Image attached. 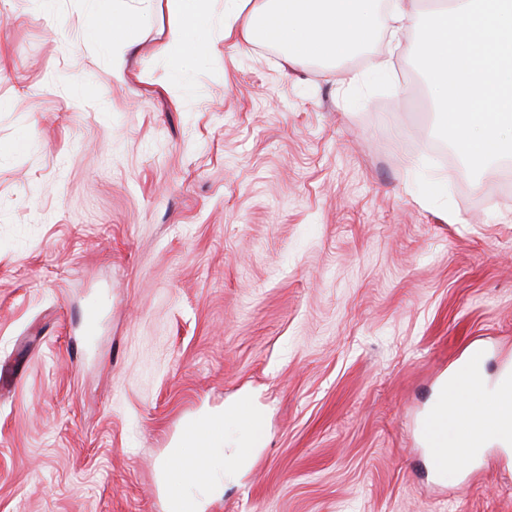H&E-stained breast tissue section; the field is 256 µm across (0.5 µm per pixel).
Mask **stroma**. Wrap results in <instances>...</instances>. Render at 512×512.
I'll return each instance as SVG.
<instances>
[{
  "instance_id": "obj_1",
  "label": "stroma",
  "mask_w": 512,
  "mask_h": 512,
  "mask_svg": "<svg viewBox=\"0 0 512 512\" xmlns=\"http://www.w3.org/2000/svg\"><path fill=\"white\" fill-rule=\"evenodd\" d=\"M223 7L183 75L152 0L117 82L87 0H0V512H168L184 422L243 399L206 512H512V446L437 478L418 431L471 346L512 362V157L458 156L417 27L325 65Z\"/></svg>"
}]
</instances>
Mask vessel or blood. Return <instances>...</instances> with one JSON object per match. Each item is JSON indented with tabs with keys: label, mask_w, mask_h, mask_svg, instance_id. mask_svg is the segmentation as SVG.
Instances as JSON below:
<instances>
[{
	"label": "vessel or blood",
	"mask_w": 512,
	"mask_h": 512,
	"mask_svg": "<svg viewBox=\"0 0 512 512\" xmlns=\"http://www.w3.org/2000/svg\"><path fill=\"white\" fill-rule=\"evenodd\" d=\"M485 359V349L473 347L458 365L453 379L443 385L437 401L420 424L427 449V467L435 476L448 471L449 429H457V449L467 458L474 449L483 447L485 434H495L512 443V368L504 370L500 387L495 390L479 376ZM183 435L187 442L206 452L221 442L224 426L190 423ZM203 477L199 467L179 468L176 481L168 488V512H195L194 500L186 493L185 486Z\"/></svg>",
	"instance_id": "vessel-or-blood-1"
}]
</instances>
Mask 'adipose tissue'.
I'll use <instances>...</instances> for the list:
<instances>
[{
    "instance_id": "obj_1",
    "label": "adipose tissue",
    "mask_w": 512,
    "mask_h": 512,
    "mask_svg": "<svg viewBox=\"0 0 512 512\" xmlns=\"http://www.w3.org/2000/svg\"><path fill=\"white\" fill-rule=\"evenodd\" d=\"M210 0H164L174 25L168 47L192 69L207 36ZM96 29L112 45V77L127 75L129 34L149 20L116 0H89ZM414 15L411 0H224V33L277 45L292 60L333 63L353 56L386 32L396 42ZM421 62L462 159L477 168L512 153V0H458L450 11L432 10L421 25ZM249 438L228 433L209 455L212 477L195 485L197 506L225 477L247 467Z\"/></svg>"
}]
</instances>
